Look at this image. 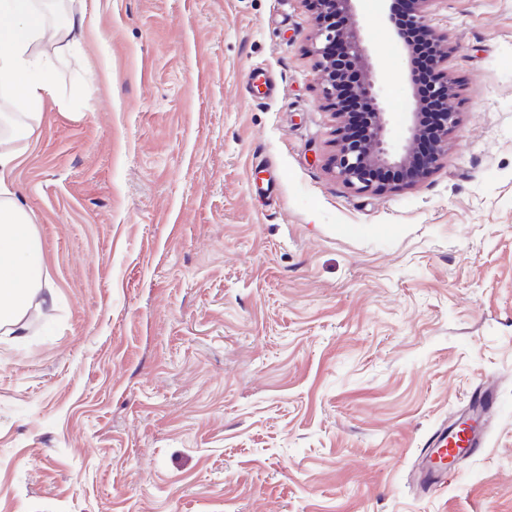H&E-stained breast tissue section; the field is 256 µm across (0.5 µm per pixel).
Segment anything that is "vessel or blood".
I'll use <instances>...</instances> for the list:
<instances>
[{"label": "vessel or blood", "instance_id": "vessel-or-blood-1", "mask_svg": "<svg viewBox=\"0 0 512 512\" xmlns=\"http://www.w3.org/2000/svg\"><path fill=\"white\" fill-rule=\"evenodd\" d=\"M498 407L492 383L478 382L469 395L468 417L436 429L421 450L416 475L418 487L426 493L447 487L455 474L454 463L462 457L481 453L486 428Z\"/></svg>", "mask_w": 512, "mask_h": 512}]
</instances>
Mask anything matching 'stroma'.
<instances>
[{
  "label": "stroma",
  "mask_w": 512,
  "mask_h": 512,
  "mask_svg": "<svg viewBox=\"0 0 512 512\" xmlns=\"http://www.w3.org/2000/svg\"><path fill=\"white\" fill-rule=\"evenodd\" d=\"M86 6L16 170L53 296L0 335V512H512V0H434L459 124L383 192L332 168L303 0ZM358 9L398 141L406 58ZM482 379L484 455L419 493Z\"/></svg>",
  "instance_id": "stroma-1"
}]
</instances>
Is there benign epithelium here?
<instances>
[{"mask_svg": "<svg viewBox=\"0 0 512 512\" xmlns=\"http://www.w3.org/2000/svg\"><path fill=\"white\" fill-rule=\"evenodd\" d=\"M314 15L315 35L312 52L318 59L321 72L320 91L330 101L333 109L343 112V88L335 58L324 52V46L338 49L345 61L354 64L360 74L359 81L350 89L355 99L364 103L372 117L371 137L353 144L340 134L333 164L337 175L347 185L360 191H381L392 186L414 184L425 178L448 150V131L459 122L458 113L452 108L453 92L446 68L449 51L439 44L431 60V74L437 95L443 100L440 134L424 166L411 167L412 145L418 131V112L408 115L407 136L403 143L394 144L389 137V112L381 78L367 66L369 48L361 35L357 9L359 0H307ZM415 8L412 24L427 29L428 10L433 0H413Z\"/></svg>", "mask_w": 512, "mask_h": 512, "instance_id": "benign-epithelium-1", "label": "benign epithelium"}]
</instances>
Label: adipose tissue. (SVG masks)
Wrapping results in <instances>:
<instances>
[{"mask_svg": "<svg viewBox=\"0 0 512 512\" xmlns=\"http://www.w3.org/2000/svg\"><path fill=\"white\" fill-rule=\"evenodd\" d=\"M95 12L67 14L64 22L46 20L38 0H0V87L10 90L14 113L39 116L46 103L59 111L69 104L54 93V61L45 45L65 49L75 30L96 27ZM0 334L25 330V316L42 290V253L35 227L12 185L22 153L18 141L31 127L0 114Z\"/></svg>", "mask_w": 512, "mask_h": 512, "instance_id": "obj_1", "label": "adipose tissue"}]
</instances>
